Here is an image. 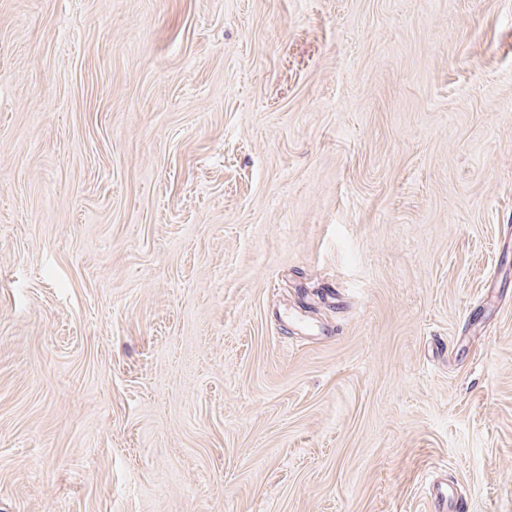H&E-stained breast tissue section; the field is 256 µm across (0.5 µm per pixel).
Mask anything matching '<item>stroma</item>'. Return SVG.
I'll return each instance as SVG.
<instances>
[{"label":"stroma","mask_w":512,"mask_h":512,"mask_svg":"<svg viewBox=\"0 0 512 512\" xmlns=\"http://www.w3.org/2000/svg\"><path fill=\"white\" fill-rule=\"evenodd\" d=\"M512 512V0H0V512Z\"/></svg>","instance_id":"1"}]
</instances>
